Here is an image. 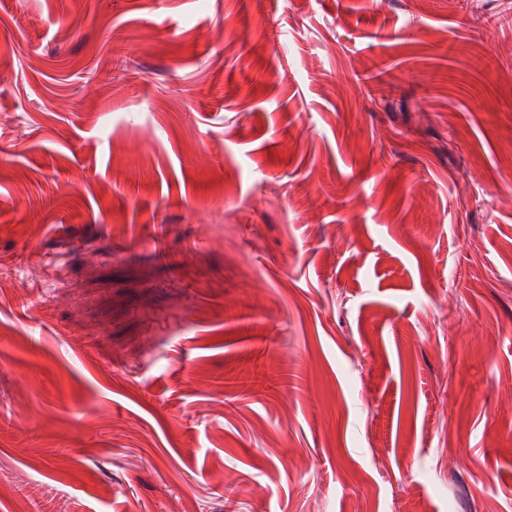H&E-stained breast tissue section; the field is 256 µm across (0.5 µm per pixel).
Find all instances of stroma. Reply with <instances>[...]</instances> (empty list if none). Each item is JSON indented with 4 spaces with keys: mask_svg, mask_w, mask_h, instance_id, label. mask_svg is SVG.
<instances>
[{
    "mask_svg": "<svg viewBox=\"0 0 512 512\" xmlns=\"http://www.w3.org/2000/svg\"><path fill=\"white\" fill-rule=\"evenodd\" d=\"M0 472L512 512V0H0Z\"/></svg>",
    "mask_w": 512,
    "mask_h": 512,
    "instance_id": "1",
    "label": "stroma"
}]
</instances>
